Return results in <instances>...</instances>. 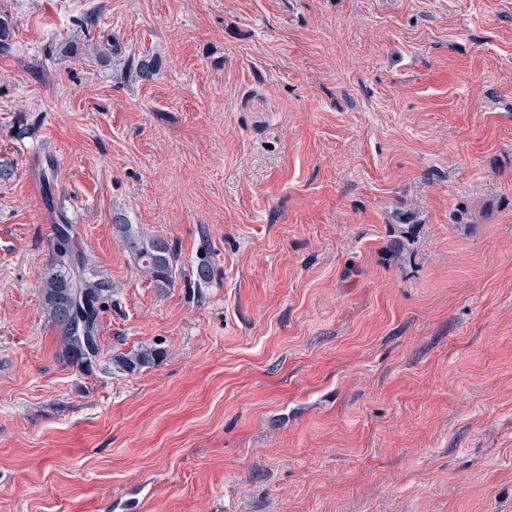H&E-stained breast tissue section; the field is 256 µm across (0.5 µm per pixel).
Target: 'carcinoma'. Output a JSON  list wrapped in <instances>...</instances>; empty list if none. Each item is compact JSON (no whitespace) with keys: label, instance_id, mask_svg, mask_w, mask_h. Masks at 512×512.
<instances>
[{"label":"carcinoma","instance_id":"cac0c4a2","mask_svg":"<svg viewBox=\"0 0 512 512\" xmlns=\"http://www.w3.org/2000/svg\"><path fill=\"white\" fill-rule=\"evenodd\" d=\"M58 219L41 274L40 305L57 333L59 359L85 371L101 353L100 315L110 288L106 282L88 275L89 258L77 246L74 225L62 213ZM114 230L143 278L161 292L171 287L175 247L122 218L116 221ZM163 356L156 347H141L113 355L112 366L122 373L135 374L154 366Z\"/></svg>","mask_w":512,"mask_h":512}]
</instances>
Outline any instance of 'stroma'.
<instances>
[{
	"instance_id": "35a3bbf8",
	"label": "stroma",
	"mask_w": 512,
	"mask_h": 512,
	"mask_svg": "<svg viewBox=\"0 0 512 512\" xmlns=\"http://www.w3.org/2000/svg\"><path fill=\"white\" fill-rule=\"evenodd\" d=\"M0 20V512H512V0ZM56 209L112 288L83 372L39 305ZM117 219L113 226L124 251L143 278L148 279L159 291H166L173 283L176 264L177 254L173 244L159 235L148 234L137 224H129L120 217ZM163 356V351L156 347H140L127 353L114 354L112 366L119 372L135 374L154 366Z\"/></svg>"
}]
</instances>
